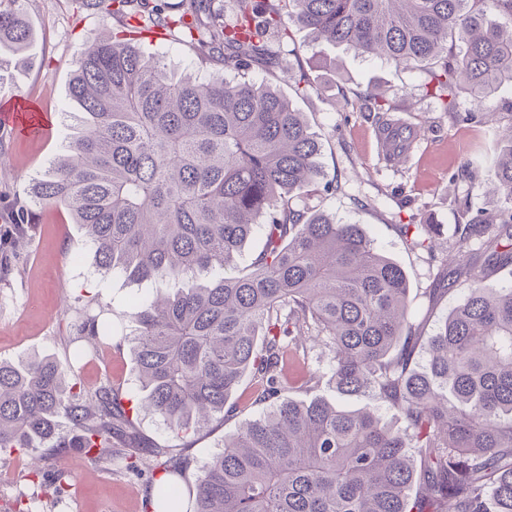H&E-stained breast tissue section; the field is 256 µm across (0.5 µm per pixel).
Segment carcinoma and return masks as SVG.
I'll use <instances>...</instances> for the list:
<instances>
[{
	"label": "carcinoma",
	"mask_w": 512,
	"mask_h": 512,
	"mask_svg": "<svg viewBox=\"0 0 512 512\" xmlns=\"http://www.w3.org/2000/svg\"><path fill=\"white\" fill-rule=\"evenodd\" d=\"M7 2L0 59L28 64L35 32L24 0ZM76 2L102 19L70 80L76 131L31 179L13 237L0 244V267L10 266L39 210L56 206L84 230L102 278L186 283L140 302L123 337L138 410L185 439L224 416L247 377L248 400L264 407L202 465L190 512H512V288L456 271L466 297L435 335H416L404 270L362 225L338 224L311 204L320 144L304 114L266 85L222 72L176 76L140 44L161 29L226 69L260 62L273 70L284 58L268 35L292 23L398 69L441 58L429 84L443 109L464 87L494 119L498 87L512 82V0H280L260 16L253 0H236L231 23L215 0H181L175 14L155 0ZM453 40L461 50L448 56ZM360 110L404 108L370 92ZM502 128L490 193L509 207L463 225L454 243L466 253L479 241L498 268L512 265V111ZM405 130L381 125L400 157ZM258 231L262 249L233 266ZM102 313L88 302L74 317L72 363L49 355L0 362V460L18 454L35 467L47 446L132 472L160 469L156 512H183L176 455L133 441L122 388L107 379L87 391L78 382L75 363L113 339ZM317 345L328 350L337 393L390 406L404 428L367 409L283 395L288 360ZM418 346L427 359L415 369ZM44 487L61 502L64 472ZM7 512L41 510L21 492Z\"/></svg>",
	"instance_id": "obj_1"
}]
</instances>
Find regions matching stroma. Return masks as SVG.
Here are the masks:
<instances>
[{
	"label": "stroma",
	"instance_id": "35a3bbf8",
	"mask_svg": "<svg viewBox=\"0 0 512 512\" xmlns=\"http://www.w3.org/2000/svg\"><path fill=\"white\" fill-rule=\"evenodd\" d=\"M26 7L37 31L35 62L15 71L13 80L0 83V101L16 96L33 104L48 115L50 132L20 137L0 127L1 228L9 225V204L25 197L31 177L63 149L72 134L68 114L74 106L68 84L100 24L99 17L77 13L72 0H27ZM143 47L179 72L188 65L202 73L219 68L218 63L202 62L189 47L173 40L147 41ZM279 48L287 71L256 65L242 75L226 72V79L242 76L268 84L304 113L322 144L323 209L338 223L362 225L376 248L404 270L410 285V321L421 335H433L465 294L461 283L441 292L436 289L439 277L448 271L446 260L453 253L458 227L469 223L472 215L499 206L485 194L484 184L494 173L500 123L460 121L457 112L473 105L468 93H459L457 112L443 111L426 93L425 71H396L383 59L316 41L308 30L291 27ZM302 74L315 85V93H295L294 79ZM372 88L405 106L402 120L422 130L401 163L383 160L375 117L359 109L362 96ZM462 197L468 198V208H460ZM404 224L440 225L437 251L409 248L400 230ZM89 252L80 225L72 223L65 210L40 211L10 270L0 271V361L15 363L34 355L71 360L74 344L68 315L91 299L111 309L113 324L131 328L137 300L154 298V284L129 283L118 275L101 281ZM312 373L321 380L309 390L304 380ZM329 376L326 353L314 348L306 361L288 369L285 393L298 401L321 397L351 410L366 406L363 396H338ZM107 379L123 387L132 385L134 369L127 349L105 347L79 371V380L88 390ZM249 391L245 383L233 395L239 405L236 415L184 440L168 434L154 416L138 418L136 431L142 443L175 449L186 458L188 466L180 481L183 494H192L201 466L225 437L259 414V407L247 401ZM42 464L50 473L64 471L76 496L77 512H142L152 490L150 472L136 476L119 466L94 462L77 448L60 458L47 457Z\"/></svg>",
	"mask_w": 512,
	"mask_h": 512
}]
</instances>
